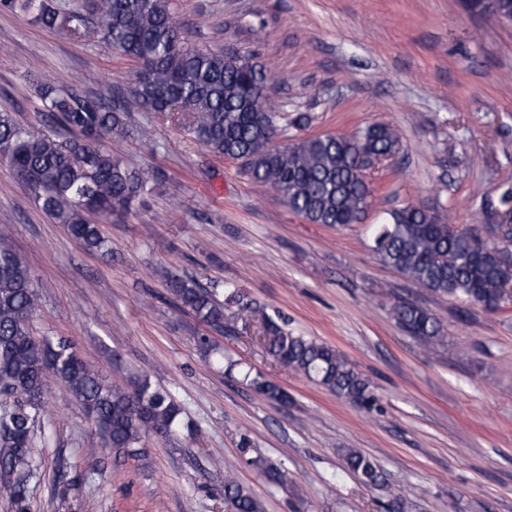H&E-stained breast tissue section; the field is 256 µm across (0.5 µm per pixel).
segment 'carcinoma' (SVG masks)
I'll return each instance as SVG.
<instances>
[{
  "label": "carcinoma",
  "mask_w": 512,
  "mask_h": 512,
  "mask_svg": "<svg viewBox=\"0 0 512 512\" xmlns=\"http://www.w3.org/2000/svg\"><path fill=\"white\" fill-rule=\"evenodd\" d=\"M0 7L29 15L46 28L105 42L138 63L134 94L151 111L184 121L209 153L240 161L255 182L273 188L314 224L343 227L361 221L370 197L362 156L385 159L399 149V133L386 124L348 136L325 134L276 144L278 127L264 94L263 67L249 56L229 65L223 52L191 45L171 0H87L86 15L57 11L47 0H0ZM39 98L58 129L34 132L11 113L0 112V161L26 185L37 207L87 250L108 252L110 243L98 219L128 209L152 181L102 145L104 138L124 131L127 113L55 79L40 84ZM374 251L415 286L489 310L499 308L512 288V270L473 249L465 232L440 212L412 205L390 211L388 221L374 231ZM166 288L180 309L226 335L247 326L257 312L235 287L220 296L194 279L169 274ZM35 301L31 271L1 226L0 394L20 401L0 412V497L13 512H27L30 485L39 474L34 428L53 382L72 393L94 424L102 448L134 454L147 437L195 431L174 396L148 377L126 385L110 383L69 340L31 336ZM390 313L410 335L443 342L442 325L420 305L398 301ZM263 324L262 344L272 359L360 409L377 408L370 383L336 348L270 317ZM244 380L269 401L284 399L280 387L259 372L246 373ZM238 447L246 463L270 483L285 482L276 466L250 456V436L241 435ZM345 463L364 485L384 492V512H406L402 491L388 484L375 460L351 448ZM224 500L234 512H262L257 498L230 474L224 476Z\"/></svg>",
  "instance_id": "obj_1"
}]
</instances>
